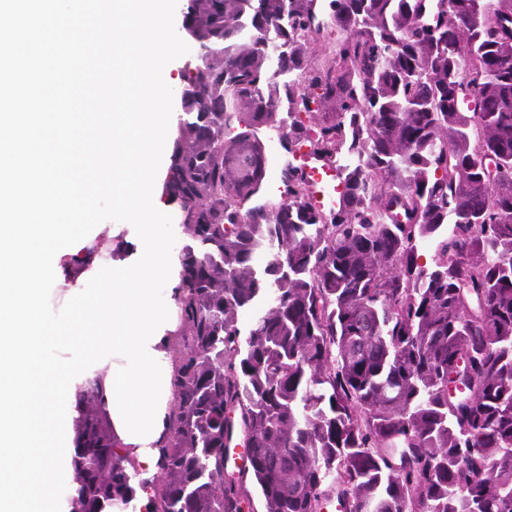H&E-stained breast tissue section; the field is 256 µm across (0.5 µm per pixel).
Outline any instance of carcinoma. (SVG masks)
<instances>
[{"mask_svg":"<svg viewBox=\"0 0 512 512\" xmlns=\"http://www.w3.org/2000/svg\"><path fill=\"white\" fill-rule=\"evenodd\" d=\"M182 30L168 437L138 480L86 377L71 512H512V0H188ZM310 172L315 187L316 200L319 205L329 206L333 204L336 193L342 191V185L336 181L335 172L318 167L311 168Z\"/></svg>","mask_w":512,"mask_h":512,"instance_id":"cac0c4a2","label":"carcinoma"}]
</instances>
